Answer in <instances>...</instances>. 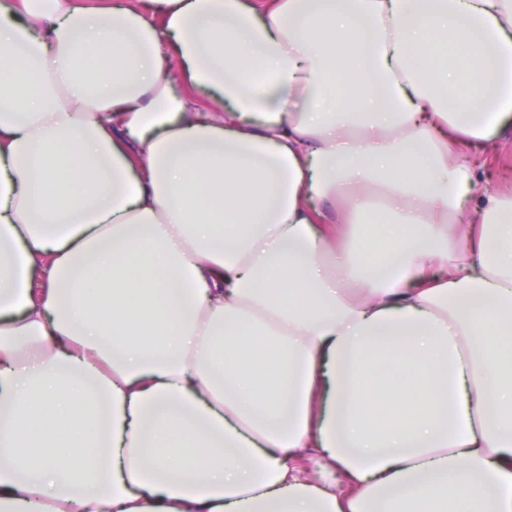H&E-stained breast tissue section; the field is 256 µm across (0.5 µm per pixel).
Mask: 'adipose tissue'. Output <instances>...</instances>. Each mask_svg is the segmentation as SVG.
I'll use <instances>...</instances> for the list:
<instances>
[{
    "label": "adipose tissue",
    "instance_id": "ef3b65f1",
    "mask_svg": "<svg viewBox=\"0 0 512 512\" xmlns=\"http://www.w3.org/2000/svg\"><path fill=\"white\" fill-rule=\"evenodd\" d=\"M22 2L0 512H512V0ZM487 166L478 171L481 185L490 192L510 196L512 194V122L496 148L485 152Z\"/></svg>",
    "mask_w": 512,
    "mask_h": 512
}]
</instances>
